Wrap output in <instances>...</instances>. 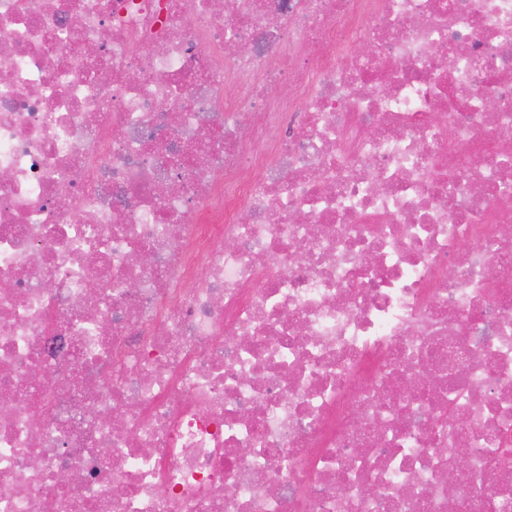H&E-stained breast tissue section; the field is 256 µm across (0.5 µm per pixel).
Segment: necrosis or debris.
<instances>
[{
    "label": "necrosis or debris",
    "instance_id": "4bbe7bcc",
    "mask_svg": "<svg viewBox=\"0 0 512 512\" xmlns=\"http://www.w3.org/2000/svg\"><path fill=\"white\" fill-rule=\"evenodd\" d=\"M506 128L512 0H0V512H504Z\"/></svg>",
    "mask_w": 512,
    "mask_h": 512
}]
</instances>
